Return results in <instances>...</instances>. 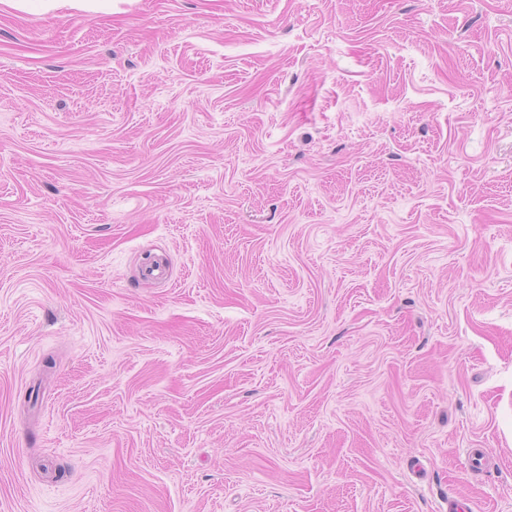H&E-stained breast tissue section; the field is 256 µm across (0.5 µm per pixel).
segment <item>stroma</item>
<instances>
[{"label": "stroma", "instance_id": "obj_1", "mask_svg": "<svg viewBox=\"0 0 512 512\" xmlns=\"http://www.w3.org/2000/svg\"><path fill=\"white\" fill-rule=\"evenodd\" d=\"M103 2L0 0V512H512V0Z\"/></svg>", "mask_w": 512, "mask_h": 512}]
</instances>
